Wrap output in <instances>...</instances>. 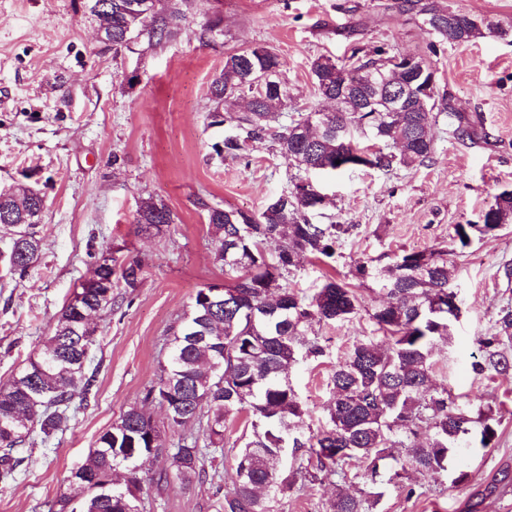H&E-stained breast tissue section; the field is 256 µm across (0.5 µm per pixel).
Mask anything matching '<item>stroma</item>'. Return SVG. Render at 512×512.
I'll list each match as a JSON object with an SVG mask.
<instances>
[{"label":"stroma","instance_id":"35a3bbf8","mask_svg":"<svg viewBox=\"0 0 512 512\" xmlns=\"http://www.w3.org/2000/svg\"><path fill=\"white\" fill-rule=\"evenodd\" d=\"M157 9L176 38L159 43L144 34L133 49L115 53L103 49L85 0H0V186L25 183L45 199L42 247L26 276L10 273L3 261L11 234L0 224V382L38 351L101 252L137 258L143 268L136 291L113 284L111 310L95 318L91 394L49 443L36 436L26 445L15 479L0 483V512H46L45 502L68 491L71 472L130 406H146L167 428L164 411L145 403V392L168 359L172 326L199 289L224 280L205 205L259 212L297 173L269 138L252 144L248 161L213 157L211 146L225 131L208 124L209 87L226 54L262 46L283 61L292 101L272 124L278 131L320 102L311 58L341 63L353 49L379 45L423 54L431 40L394 0H158ZM216 14L222 35L200 41ZM433 64L439 91L481 122L489 141L456 139L441 114L432 127L435 153L424 165L321 176L329 200L312 223L353 230L334 258H301L287 284L310 295L326 278L344 281L361 309L347 321L313 323L308 334L320 338L326 354L295 365L288 378L308 410L306 427L325 426L331 370L372 335L370 314L387 300L377 282L356 279V265L370 260L381 268L415 250L447 249L450 283L462 304L449 343L435 352L433 382L491 405L497 443L486 455L460 460L465 484L412 472L382 485L373 512H512V375L472 369L477 337L512 305V282L501 271L512 265V224L466 247L454 238L455 225L480 223L496 195L512 188V36L445 47ZM151 197L163 200L176 222L147 237L135 217ZM250 432L245 415L229 419L223 447L205 458L207 478L188 487L160 482L168 453L147 460L140 472L146 512H223L234 443ZM340 486L358 484L297 481L293 492L272 501L273 512H330Z\"/></svg>","mask_w":512,"mask_h":512}]
</instances>
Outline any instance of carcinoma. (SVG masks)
<instances>
[{"label": "carcinoma", "mask_w": 512, "mask_h": 512, "mask_svg": "<svg viewBox=\"0 0 512 512\" xmlns=\"http://www.w3.org/2000/svg\"><path fill=\"white\" fill-rule=\"evenodd\" d=\"M131 0H107L100 24L111 35L115 52L129 47L143 31L157 40H170L176 32L157 11L147 16L128 8ZM395 8L411 12L426 26L433 40L428 54L444 45L470 43L487 34L503 37L507 30L470 13L448 15L436 0H396ZM390 49L381 45L369 53L353 50L349 62L317 56L310 71L320 97L335 104L330 112L312 109L283 131H272L271 122L291 100L288 84L281 79L282 62L266 48L230 53L210 84L209 126L233 128L212 145L215 156L246 159L247 144L272 137L281 153L292 158L307 175L338 173L352 153L366 158L361 166L389 171L395 166L413 168L434 154L431 134L434 110L448 113L457 122L456 138L475 144L486 139L471 120L457 112L451 97L432 88L428 95H409L404 111H388L382 93L386 84L406 82V72L382 67ZM249 96L244 112H230L224 103ZM358 131L379 144L372 150L359 147ZM394 146L397 151H389ZM305 178L296 176L291 186L271 198L258 213L203 204L216 244L215 261L230 279L221 295L211 286L197 291L192 305L172 329L171 353L159 382L144 400L163 395V384H172L180 402L170 428L178 441L170 455L171 469L184 484L207 478L203 448L224 447L229 415L247 411L251 434L235 458L232 485L224 493V512H272L270 494L294 489L295 474L283 475L281 461L293 448L296 474L322 481L343 473L344 466L360 464L363 487L354 495L339 491L333 512H372L381 493L379 462L391 459L421 473L448 472L463 455L495 447L499 420L488 405L460 407L458 397L433 385V353L448 342L451 322L460 311L458 293L450 285L448 251L410 252L381 269L363 262L356 267L362 280L377 279L390 302L371 314L387 348L375 337L359 340L336 363L330 375L333 398L327 406L328 424L315 434L303 432L306 410L288 380L296 364L317 360L325 348L317 338L306 339L312 322L348 320L359 313L360 300L349 284L328 278L307 298L283 285L310 255L332 258L336 244L352 224H313L309 215L323 207L325 199L301 190ZM24 184H16L13 196L0 199V218L13 217L10 270L24 274L38 259L42 238ZM135 223L142 232L158 235L175 223V215L162 201L152 198L139 206ZM512 223V191H502L481 224H457L455 239L461 247L474 233L494 234ZM275 242L270 256L265 244ZM142 265L132 258L120 266V278L132 292L138 288ZM112 286L80 285V292L61 309L36 356L8 382H0V482L15 479L24 461V446L35 433L48 442L69 421L75 395H88L93 376L87 366L95 339L85 335L83 314L112 309ZM479 373L512 372V307L500 310L492 330L477 337ZM206 422L204 446L199 437L184 429ZM432 430L427 442L418 441V429ZM477 427L478 445L467 443ZM164 447L151 418L137 406L124 411L103 433L89 459L71 473L74 494L46 502L47 512H121L119 500L140 497L135 476L138 460L151 457V447ZM409 449L400 461L392 449Z\"/></svg>", "instance_id": "1"}]
</instances>
